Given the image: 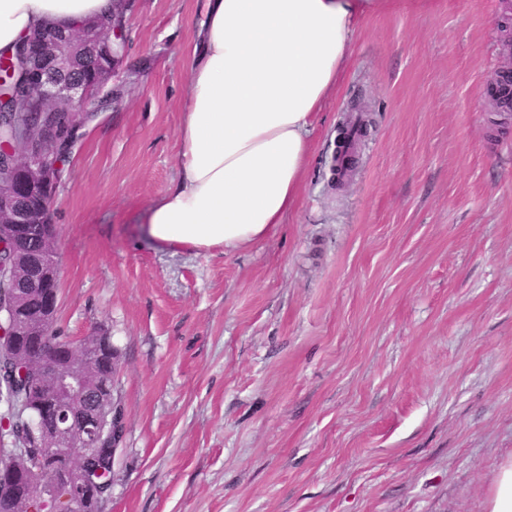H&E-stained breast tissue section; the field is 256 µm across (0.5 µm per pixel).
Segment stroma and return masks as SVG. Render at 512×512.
Masks as SVG:
<instances>
[{
  "label": "stroma",
  "instance_id": "stroma-1",
  "mask_svg": "<svg viewBox=\"0 0 512 512\" xmlns=\"http://www.w3.org/2000/svg\"><path fill=\"white\" fill-rule=\"evenodd\" d=\"M206 0H137L121 94L51 211L55 329L119 352L105 512H485L512 457V0H378L317 112L294 208L207 254L145 233L178 175ZM370 125L329 185L336 127Z\"/></svg>",
  "mask_w": 512,
  "mask_h": 512
}]
</instances>
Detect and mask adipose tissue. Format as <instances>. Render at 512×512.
<instances>
[{
	"mask_svg": "<svg viewBox=\"0 0 512 512\" xmlns=\"http://www.w3.org/2000/svg\"><path fill=\"white\" fill-rule=\"evenodd\" d=\"M113 0H0V54L46 22L70 29ZM372 0H208L184 87L178 176L150 204L156 242L205 254L255 243L297 201L312 118Z\"/></svg>",
	"mask_w": 512,
	"mask_h": 512,
	"instance_id": "1",
	"label": "adipose tissue"
}]
</instances>
